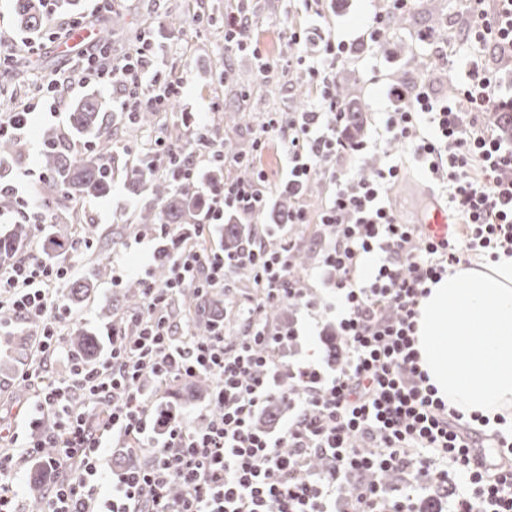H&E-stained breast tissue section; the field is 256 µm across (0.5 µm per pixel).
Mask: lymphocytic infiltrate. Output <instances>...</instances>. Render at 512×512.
I'll list each match as a JSON object with an SVG mask.
<instances>
[{
	"label": "lymphocytic infiltrate",
	"mask_w": 512,
	"mask_h": 512,
	"mask_svg": "<svg viewBox=\"0 0 512 512\" xmlns=\"http://www.w3.org/2000/svg\"><path fill=\"white\" fill-rule=\"evenodd\" d=\"M463 3L468 20L453 41L479 51L480 63L449 65V41L424 34L431 56L449 67L450 91L441 94L428 73L391 87L385 112L390 140L446 193L462 236L437 240L398 219L386 198L401 165L371 179L353 166L366 144L347 139V111L333 87L337 70L387 41L391 16L413 4L385 0L365 38L325 40L308 60L311 104L270 113L250 150L207 136L215 102L198 117L196 139L173 146L155 137L148 151L155 165L177 157L187 180L197 181L203 157L252 168L253 176L203 190L204 223L168 253L164 280L142 278L139 309L113 328L112 348L96 364L74 363L63 382L43 376L62 350L61 325L70 315L61 300L68 266L35 252L0 267V305L9 306L0 332L18 318L40 326L35 355L17 380L37 386L35 406L52 423L23 438L25 404L0 410V512H19V473L32 461L53 477L45 512H422L426 501L441 512H512V427L480 429L448 408L415 348L417 305L429 282L475 256L512 255V147L485 122L491 113L512 114V93L499 77L512 66V0ZM254 26L238 7L224 29L225 53L259 56L264 79L285 73L261 59ZM89 86L116 93L119 112L131 115L168 111L186 82L157 78L148 38L117 52L93 40L66 68L38 78L33 95L0 120V134H25L35 112L60 114ZM272 137L285 145L280 183L259 166ZM313 180L330 188L315 209L302 192ZM282 187L294 200L289 223L320 225V262L335 274L325 310L336 317L345 356L334 367L284 361L299 331L269 318L283 302L313 307L291 276V238L252 237L232 256L197 242L229 212L255 223ZM241 267L251 269L257 294L240 308L236 336L220 325L198 336L177 319L186 290L203 298L229 292ZM199 374L212 380L204 406L163 407L164 388ZM276 401L287 403L288 419L275 432L256 428V417ZM114 447L128 458L119 468L108 462ZM476 448L492 449L489 466L474 458Z\"/></svg>",
	"instance_id": "obj_1"
}]
</instances>
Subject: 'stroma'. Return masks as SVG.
Here are the masks:
<instances>
[{
  "instance_id": "obj_1",
  "label": "stroma",
  "mask_w": 512,
  "mask_h": 512,
  "mask_svg": "<svg viewBox=\"0 0 512 512\" xmlns=\"http://www.w3.org/2000/svg\"><path fill=\"white\" fill-rule=\"evenodd\" d=\"M231 7V0H128L124 12L111 22L114 42L119 45L134 39L142 18L151 16L158 70L165 75L181 73L187 80L184 97L167 114L169 122L182 130L192 129L194 113L204 111L214 101L227 112L241 105L252 108L262 120L268 113L297 111L303 106L296 91L297 86L306 82L301 71H291L285 79L264 81L259 78L258 64L251 55L239 53L225 58L224 15ZM252 7L257 16L255 32L267 58L277 63L287 61L294 51L282 31V18L291 17L294 24L308 29L306 49L313 52L324 39L352 40L362 35L373 10L370 0H321L320 17L314 21L301 13L297 0H253ZM465 20L456 0H418L405 21L393 28L387 43L337 74V82L354 88L366 108L364 139L368 148L362 160L364 175L373 176L401 152L397 143L383 138L380 128L379 112L391 86L410 83L424 72L439 68L421 41V33L448 24L460 26ZM66 64L54 44L47 42L40 50L38 70L0 66V89L6 91L5 96H0V113L13 110L16 100L32 86L35 73L47 74ZM433 196L429 183L412 168L394 187L391 203L404 220L417 223ZM140 205V198L118 174L106 196L89 198L77 207L75 235L88 238L89 244L69 255L74 278H82L88 272L99 252H106L109 260L106 276L83 302L71 306L73 320L64 327V335L82 328L93 331L101 343H108L111 323L122 312L121 295L133 281L129 270L143 265L155 248L153 242L137 239L146 230L145 225L134 221ZM293 238L299 251L308 254L309 266L317 270L315 276L304 278L303 285L317 305H324L333 277L318 266V228L313 224L300 225ZM275 316L280 323L302 327L303 334L294 345V352L319 362L327 360L328 347L323 336L333 333V316L320 313L311 318L291 304L276 309Z\"/></svg>"
}]
</instances>
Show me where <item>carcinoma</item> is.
Returning <instances> with one entry per match:
<instances>
[{"instance_id":"cac0c4a2","label":"carcinoma","mask_w":512,"mask_h":512,"mask_svg":"<svg viewBox=\"0 0 512 512\" xmlns=\"http://www.w3.org/2000/svg\"><path fill=\"white\" fill-rule=\"evenodd\" d=\"M15 15L18 26L25 32L38 36L46 29V15L41 10V0H15ZM336 97L352 112L349 124L351 135L362 139L367 120L360 99L348 86L336 87ZM109 112L107 104L96 94H91L74 102L69 112L71 129L80 142L92 141L103 136V125ZM162 121L160 112H142L131 123L138 127L155 128ZM25 144L18 137L0 140V165L6 167L13 161L23 158ZM43 166L50 177L39 187V194L50 207L47 228L39 239L40 252L52 258L65 256L72 247L71 226L61 222L58 210L67 202L82 201L89 197L105 195L112 185V156L96 150L74 149L70 146L48 149L43 154ZM176 164L168 166L167 171H158L149 161L136 159L130 167V187L133 194H147L151 203L140 207L136 220L140 224H176L184 234L195 232L197 217L202 205V197L195 184L181 181L175 172ZM202 180L211 188L224 184V167L211 163L202 174ZM290 202L288 192H283L274 201L266 220L278 224L288 219ZM33 235V227L26 224H14L0 235V264H9L14 255L22 249ZM254 235L249 224L240 223L230 216L224 224V251L235 253L243 241ZM187 305L197 307L203 322L194 325L196 333L208 332L211 321L224 316L220 297L215 296L201 303L195 294L185 297ZM5 351L18 356L27 355L29 337L13 331L4 336ZM73 358L77 361L93 364L100 357L101 350L96 339L88 331L82 330L70 338Z\"/></svg>"}]
</instances>
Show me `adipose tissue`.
<instances>
[{
    "label": "adipose tissue",
    "instance_id": "adipose-tissue-1",
    "mask_svg": "<svg viewBox=\"0 0 512 512\" xmlns=\"http://www.w3.org/2000/svg\"><path fill=\"white\" fill-rule=\"evenodd\" d=\"M419 366L464 416L512 420V255L448 271L419 300Z\"/></svg>",
    "mask_w": 512,
    "mask_h": 512
}]
</instances>
